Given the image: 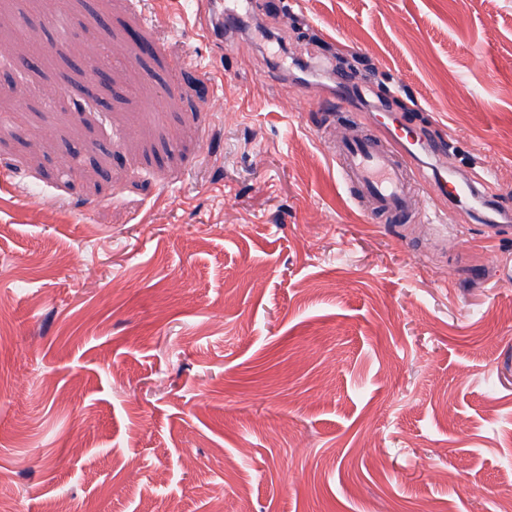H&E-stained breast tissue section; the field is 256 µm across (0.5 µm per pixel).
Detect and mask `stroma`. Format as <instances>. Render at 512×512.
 I'll return each mask as SVG.
<instances>
[{"label": "stroma", "mask_w": 512, "mask_h": 512, "mask_svg": "<svg viewBox=\"0 0 512 512\" xmlns=\"http://www.w3.org/2000/svg\"><path fill=\"white\" fill-rule=\"evenodd\" d=\"M98 0L0 141V501L45 512H497L512 477V0ZM0 51L52 43L39 0ZM133 27L155 56L140 53ZM120 51L80 90V53ZM213 85L206 94L205 85ZM357 88L493 171L494 208L368 220ZM79 148L72 156L71 148ZM29 388L17 390L16 374Z\"/></svg>", "instance_id": "1"}]
</instances>
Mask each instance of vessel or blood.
Returning <instances> with one entry per match:
<instances>
[{
	"label": "vessel or blood",
	"mask_w": 512,
	"mask_h": 512,
	"mask_svg": "<svg viewBox=\"0 0 512 512\" xmlns=\"http://www.w3.org/2000/svg\"><path fill=\"white\" fill-rule=\"evenodd\" d=\"M380 133L367 134L356 125L345 127V136L332 149L336 170L355 205L383 224L430 222V214L412 212L411 191L438 197L480 201L492 183L491 176L477 180L434 176L419 178L412 163L420 154L437 155L435 144L418 139L398 120L379 115Z\"/></svg>",
	"instance_id": "b4317fda"
}]
</instances>
